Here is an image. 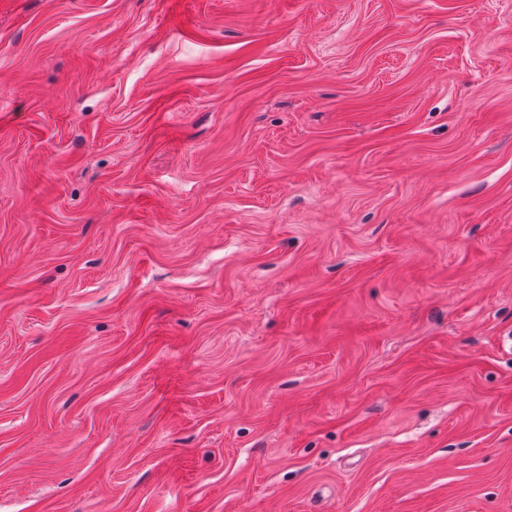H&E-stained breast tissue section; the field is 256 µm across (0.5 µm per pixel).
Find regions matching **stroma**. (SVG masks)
I'll use <instances>...</instances> for the list:
<instances>
[{
  "label": "stroma",
  "instance_id": "35a3bbf8",
  "mask_svg": "<svg viewBox=\"0 0 512 512\" xmlns=\"http://www.w3.org/2000/svg\"><path fill=\"white\" fill-rule=\"evenodd\" d=\"M0 512H512V0H0Z\"/></svg>",
  "mask_w": 512,
  "mask_h": 512
}]
</instances>
